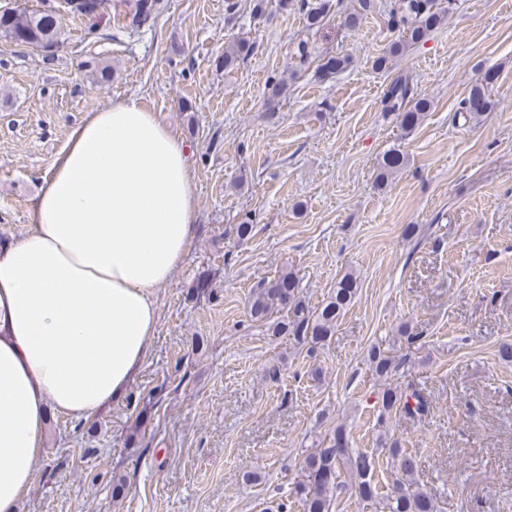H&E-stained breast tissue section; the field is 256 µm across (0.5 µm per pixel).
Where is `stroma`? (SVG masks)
I'll return each instance as SVG.
<instances>
[{
    "mask_svg": "<svg viewBox=\"0 0 512 512\" xmlns=\"http://www.w3.org/2000/svg\"><path fill=\"white\" fill-rule=\"evenodd\" d=\"M391 2L373 0L354 31L341 25L354 0H331L312 30L278 0L260 16L254 0L232 15L227 0H165L137 31L118 9L94 24L62 10L55 47L0 41V242L27 231L74 126L120 99L186 140L199 215L189 255L156 291L157 331L125 397L90 420L50 419L18 512H272L290 502L305 450L339 425L374 456L379 496L394 478L384 436L412 453L441 512H512V361L499 355L512 343V0H438L445 24L378 72L375 57L401 38ZM240 39L253 51L225 69ZM336 54L351 65L321 76ZM489 72L493 109L464 120L462 99ZM404 75L431 102L408 135L384 109ZM272 78L288 82L273 115ZM394 147L407 164L377 186ZM247 214L251 238L226 236ZM284 268L313 307L355 274L325 344L252 320L251 288ZM203 274L209 292L189 298ZM406 330L420 341L401 342ZM373 346L395 358L392 377L372 371ZM385 384L420 390L429 413L380 419Z\"/></svg>",
    "mask_w": 512,
    "mask_h": 512,
    "instance_id": "stroma-1",
    "label": "stroma"
}]
</instances>
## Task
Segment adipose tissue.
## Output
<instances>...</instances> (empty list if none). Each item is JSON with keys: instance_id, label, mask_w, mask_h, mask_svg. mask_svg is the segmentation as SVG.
<instances>
[{"instance_id": "adipose-tissue-1", "label": "adipose tissue", "mask_w": 512, "mask_h": 512, "mask_svg": "<svg viewBox=\"0 0 512 512\" xmlns=\"http://www.w3.org/2000/svg\"><path fill=\"white\" fill-rule=\"evenodd\" d=\"M186 142L135 101L90 113L50 160L26 234L0 246V512H17L49 413L93 416L149 354L155 290L198 222Z\"/></svg>"}]
</instances>
